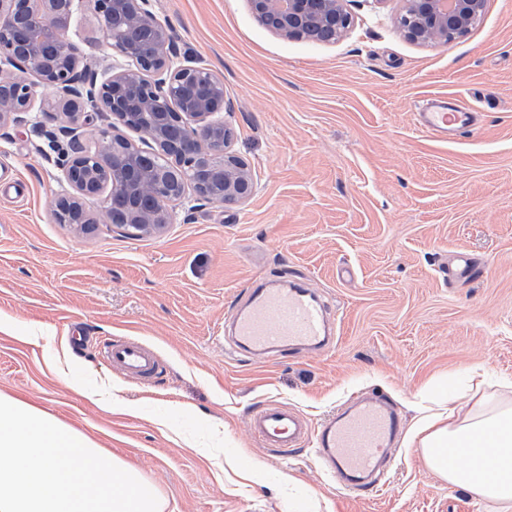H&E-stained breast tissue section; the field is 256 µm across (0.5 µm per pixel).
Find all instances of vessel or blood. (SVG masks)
Here are the masks:
<instances>
[{"label": "vessel or blood", "instance_id": "vessel-or-blood-1", "mask_svg": "<svg viewBox=\"0 0 512 512\" xmlns=\"http://www.w3.org/2000/svg\"><path fill=\"white\" fill-rule=\"evenodd\" d=\"M475 124L474 113L448 99L433 101L416 115L420 132L445 141L461 137ZM246 294L244 306L231 316L239 348L273 358L300 345L313 350L327 346L333 334L327 307L307 284L250 288ZM100 352L110 366L136 380H155L162 370L151 348L127 337L102 340ZM249 427L261 447L282 457L313 446L318 463L359 497L376 489L392 459L391 445L402 432L399 416L381 398L348 400L314 429L295 408L266 401L254 408Z\"/></svg>", "mask_w": 512, "mask_h": 512}]
</instances>
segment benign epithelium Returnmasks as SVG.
Listing matches in <instances>:
<instances>
[{"instance_id": "benign-epithelium-1", "label": "benign epithelium", "mask_w": 512, "mask_h": 512, "mask_svg": "<svg viewBox=\"0 0 512 512\" xmlns=\"http://www.w3.org/2000/svg\"><path fill=\"white\" fill-rule=\"evenodd\" d=\"M82 0H0V127L21 124L33 111L36 86L68 105L63 113L73 149L58 166L70 192L54 214L79 234L97 224L159 235L173 221L171 204L193 191L196 201L237 204L256 183L251 168L229 150L224 81L187 59L180 63L172 27L153 0H90L119 59L99 67L64 37ZM486 0H406L400 25L421 43L446 44L467 34ZM252 13L280 36L311 38L351 23L346 0H249ZM149 38L143 57L112 36V19ZM38 77L33 84L28 75ZM140 135L141 144L123 133Z\"/></svg>"}]
</instances>
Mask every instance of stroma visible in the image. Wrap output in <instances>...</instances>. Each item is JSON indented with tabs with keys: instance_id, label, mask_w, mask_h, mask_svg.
I'll return each mask as SVG.
<instances>
[{
	"instance_id": "1",
	"label": "stroma",
	"mask_w": 512,
	"mask_h": 512,
	"mask_svg": "<svg viewBox=\"0 0 512 512\" xmlns=\"http://www.w3.org/2000/svg\"><path fill=\"white\" fill-rule=\"evenodd\" d=\"M403 6L348 0L350 28L321 42L282 39L247 0H155L181 54L223 78L232 148L256 179L236 205L185 199L159 236L57 223L68 185L33 131L55 128L56 113L0 129V391L112 451L156 487L164 512H483L407 437L393 445L383 491L356 499L311 449L275 459L249 429L267 400L315 427L376 393L409 426L423 398L464 391L471 366L486 373L481 393L512 382V0H487L445 45L409 40ZM66 35L111 64L91 0ZM438 96L466 99L478 127L453 142L421 134L416 112ZM20 178L29 194L18 201ZM458 253L478 265L472 281L444 273ZM266 279L326 298L330 348L278 360L233 352L227 315ZM109 336L153 349L160 377L113 369L96 348ZM65 372L117 386L139 414L101 410Z\"/></svg>"
}]
</instances>
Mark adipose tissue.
I'll use <instances>...</instances> for the list:
<instances>
[{
  "instance_id": "ef3b65f1",
  "label": "adipose tissue",
  "mask_w": 512,
  "mask_h": 512,
  "mask_svg": "<svg viewBox=\"0 0 512 512\" xmlns=\"http://www.w3.org/2000/svg\"><path fill=\"white\" fill-rule=\"evenodd\" d=\"M489 438L495 467L484 471L477 457L449 461L448 451ZM424 465L449 487L463 491L486 512H512V401L490 395L427 410L410 433Z\"/></svg>"
}]
</instances>
